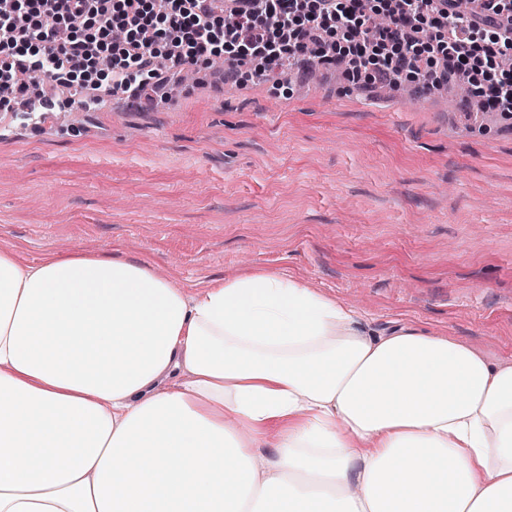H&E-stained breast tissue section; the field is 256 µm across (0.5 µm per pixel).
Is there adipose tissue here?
<instances>
[{
  "label": "adipose tissue",
  "mask_w": 512,
  "mask_h": 512,
  "mask_svg": "<svg viewBox=\"0 0 512 512\" xmlns=\"http://www.w3.org/2000/svg\"><path fill=\"white\" fill-rule=\"evenodd\" d=\"M0 512H512V365L283 271L0 250Z\"/></svg>",
  "instance_id": "obj_1"
}]
</instances>
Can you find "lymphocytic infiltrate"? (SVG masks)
I'll list each match as a JSON object with an SVG mask.
<instances>
[{"label": "lymphocytic infiltrate", "instance_id": "1", "mask_svg": "<svg viewBox=\"0 0 512 512\" xmlns=\"http://www.w3.org/2000/svg\"><path fill=\"white\" fill-rule=\"evenodd\" d=\"M0 0V110L12 109L31 80L141 100L167 89L173 74L224 57L226 75L242 78L294 64H343L353 84L412 83L427 91L469 76L485 111L512 119V14L503 0H469L455 26L458 0H394L376 25L365 0ZM88 35L70 34L72 24ZM353 44L341 55L336 42ZM428 45L426 56L418 46Z\"/></svg>", "mask_w": 512, "mask_h": 512}]
</instances>
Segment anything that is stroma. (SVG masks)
<instances>
[{"mask_svg":"<svg viewBox=\"0 0 512 512\" xmlns=\"http://www.w3.org/2000/svg\"><path fill=\"white\" fill-rule=\"evenodd\" d=\"M115 245L192 292L284 271L374 329L512 364V121L335 69L231 82L217 59L149 108L106 94L37 132L0 112V249Z\"/></svg>","mask_w":512,"mask_h":512,"instance_id":"stroma-1","label":"stroma"}]
</instances>
